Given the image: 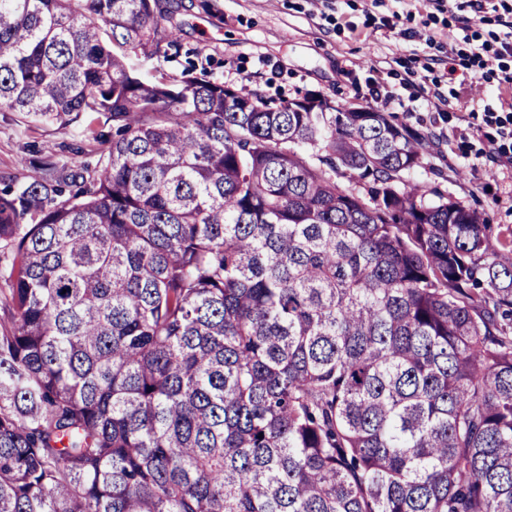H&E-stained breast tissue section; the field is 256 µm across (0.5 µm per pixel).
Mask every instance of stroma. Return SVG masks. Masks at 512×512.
I'll use <instances>...</instances> for the list:
<instances>
[{"label":"stroma","mask_w":512,"mask_h":512,"mask_svg":"<svg viewBox=\"0 0 512 512\" xmlns=\"http://www.w3.org/2000/svg\"><path fill=\"white\" fill-rule=\"evenodd\" d=\"M498 0L475 13L465 0H162L180 47L151 74L186 77L293 100L312 93L331 104L365 107L392 92L387 114L426 137L411 180L439 188L486 223L512 230V170L486 161L484 115L512 113V58L480 68L461 55L495 44L504 29ZM111 136L109 115L70 125L0 112V188L38 176L49 159L95 167L94 134Z\"/></svg>","instance_id":"obj_1"}]
</instances>
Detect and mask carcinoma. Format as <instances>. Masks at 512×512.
Masks as SVG:
<instances>
[{
  "label": "carcinoma",
  "instance_id": "cac0c4a2",
  "mask_svg": "<svg viewBox=\"0 0 512 512\" xmlns=\"http://www.w3.org/2000/svg\"><path fill=\"white\" fill-rule=\"evenodd\" d=\"M168 23L0 0V112L112 118L0 191V512H512V242L373 107L143 77Z\"/></svg>",
  "mask_w": 512,
  "mask_h": 512
}]
</instances>
